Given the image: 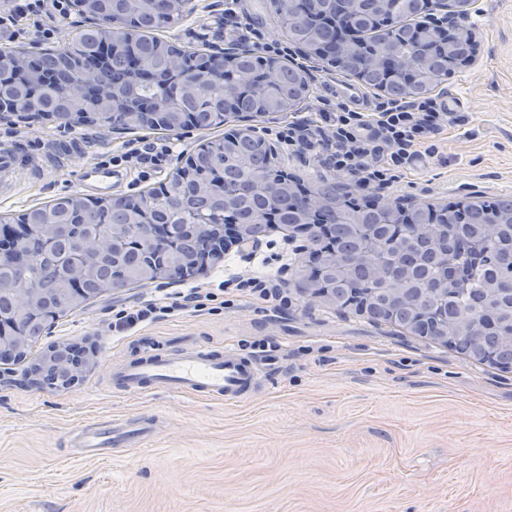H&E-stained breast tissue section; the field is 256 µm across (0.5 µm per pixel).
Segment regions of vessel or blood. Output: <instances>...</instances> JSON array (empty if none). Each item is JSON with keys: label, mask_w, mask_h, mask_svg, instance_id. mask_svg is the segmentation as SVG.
<instances>
[{"label": "vessel or blood", "mask_w": 512, "mask_h": 512, "mask_svg": "<svg viewBox=\"0 0 512 512\" xmlns=\"http://www.w3.org/2000/svg\"><path fill=\"white\" fill-rule=\"evenodd\" d=\"M112 172L88 165L78 174L82 183L106 189ZM264 378L263 371L250 359L231 351H215L205 346L158 353L139 362L122 365L112 373L115 388L126 392L161 389L173 395H208L234 400L254 392ZM152 435L144 424L100 423L86 427L77 443L80 457L103 458L113 449L138 444Z\"/></svg>", "instance_id": "vessel-or-blood-1"}]
</instances>
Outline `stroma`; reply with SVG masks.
<instances>
[{"mask_svg": "<svg viewBox=\"0 0 512 512\" xmlns=\"http://www.w3.org/2000/svg\"><path fill=\"white\" fill-rule=\"evenodd\" d=\"M266 42L287 44L273 0H237ZM477 57L434 95L455 101L422 163L383 193L392 201L445 204L466 196L512 195V0H474L463 20ZM159 38L185 49L224 47V0H190ZM284 60L304 70L310 94L298 117L320 121L344 104L373 112L383 93L367 88L296 45ZM278 119L253 125L285 171L353 192L350 178L316 154L277 148ZM222 129L180 130L177 156L157 174L122 167L108 191L80 184L81 168L128 145L167 140L163 131L113 133L63 128L48 120H0V151L15 169L0 185V215L82 194L139 197L159 188L200 143ZM286 241L271 232L232 249L194 286L215 288L229 274L262 267ZM308 257L284 274L292 305L277 314L228 290L224 308L177 313L113 333L112 308H134L154 285L100 297L57 321L48 341L88 351L79 384L50 389L25 364L0 362V512H512V372L503 373L384 323L330 308L299 288ZM278 344L252 394L233 400L111 387L113 367L171 348L205 344L252 356V341ZM149 422L153 438L98 461L74 443L96 421Z\"/></svg>", "mask_w": 512, "mask_h": 512, "instance_id": "35a3bbf8", "label": "stroma"}]
</instances>
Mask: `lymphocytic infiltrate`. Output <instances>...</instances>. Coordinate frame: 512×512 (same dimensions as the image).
<instances>
[{
    "instance_id": "lymphocytic-infiltrate-1",
    "label": "lymphocytic infiltrate",
    "mask_w": 512,
    "mask_h": 512,
    "mask_svg": "<svg viewBox=\"0 0 512 512\" xmlns=\"http://www.w3.org/2000/svg\"><path fill=\"white\" fill-rule=\"evenodd\" d=\"M69 0H8L0 9V39L33 36L53 40L56 30L44 24L52 14L66 17ZM444 104L436 98L381 102L374 116L367 117L345 106L324 113L318 125L298 119L279 126L278 143L287 151H316L325 165L354 179L364 192L374 193L395 182L398 173L412 164L418 146L430 142L445 122L451 121ZM241 291L262 301L267 311L288 308V294L280 272H255L239 279ZM211 288H188L139 303L132 311L120 310L112 317V330L123 333L138 323L157 321L180 311H202L218 300Z\"/></svg>"
}]
</instances>
